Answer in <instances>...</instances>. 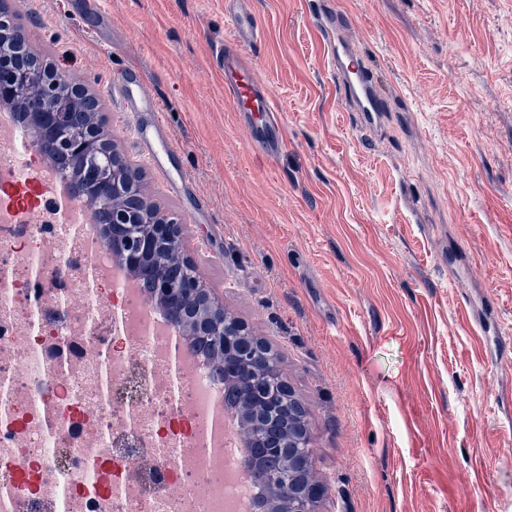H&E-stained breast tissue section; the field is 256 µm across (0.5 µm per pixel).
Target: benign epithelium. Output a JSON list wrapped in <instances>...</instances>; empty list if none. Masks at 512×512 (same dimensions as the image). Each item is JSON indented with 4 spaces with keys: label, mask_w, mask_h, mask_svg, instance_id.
Returning a JSON list of instances; mask_svg holds the SVG:
<instances>
[{
    "label": "benign epithelium",
    "mask_w": 512,
    "mask_h": 512,
    "mask_svg": "<svg viewBox=\"0 0 512 512\" xmlns=\"http://www.w3.org/2000/svg\"><path fill=\"white\" fill-rule=\"evenodd\" d=\"M14 40L20 51L0 54V106L24 104L21 117L31 127L39 145L53 144L56 158L66 160L75 155L99 158L108 162L109 174L100 195L117 200V205L104 208L91 198L97 224L108 230L104 242L130 268L142 258L163 250L182 252L181 224L160 214L156 206L146 202L141 193V174L136 166L122 157L112 140V132L99 120V100L82 84L63 82L52 63L25 51L28 40L13 14L0 7V42ZM42 100L33 101L34 89ZM163 306L173 323L185 322L186 313L195 310L197 332L223 338L224 357L231 362L259 358L257 350L239 340L246 325L225 315L223 303L208 288L203 276L196 272L174 284L164 282L159 294L152 295ZM264 434L261 452L273 457L292 454L272 423L256 425ZM318 488H303L294 481L283 486V495L291 504L290 512H309L308 501Z\"/></svg>",
    "instance_id": "1"
}]
</instances>
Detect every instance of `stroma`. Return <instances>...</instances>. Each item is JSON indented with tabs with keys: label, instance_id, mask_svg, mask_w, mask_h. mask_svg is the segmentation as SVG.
<instances>
[{
	"label": "stroma",
	"instance_id": "1",
	"mask_svg": "<svg viewBox=\"0 0 512 512\" xmlns=\"http://www.w3.org/2000/svg\"><path fill=\"white\" fill-rule=\"evenodd\" d=\"M11 0L100 102L151 202L308 411L316 512H512V0H247L283 123L255 154L224 93V0ZM387 110L347 111L318 29ZM141 76L176 152L145 156L112 80ZM185 179L169 192L166 179Z\"/></svg>",
	"mask_w": 512,
	"mask_h": 512
}]
</instances>
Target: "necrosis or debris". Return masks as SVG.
Returning a JSON list of instances; mask_svg holds the SVG:
<instances>
[{"instance_id": "necrosis-or-debris-1", "label": "necrosis or debris", "mask_w": 512, "mask_h": 512, "mask_svg": "<svg viewBox=\"0 0 512 512\" xmlns=\"http://www.w3.org/2000/svg\"><path fill=\"white\" fill-rule=\"evenodd\" d=\"M25 132L0 128V503L9 512H249L236 439L208 416L219 383L111 249L16 177L48 187Z\"/></svg>"}]
</instances>
